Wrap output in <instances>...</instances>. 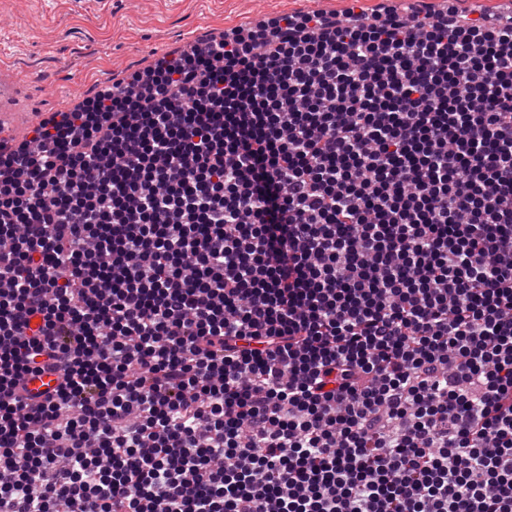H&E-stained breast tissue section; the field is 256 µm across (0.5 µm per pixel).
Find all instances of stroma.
I'll use <instances>...</instances> for the list:
<instances>
[{
	"instance_id": "1",
	"label": "stroma",
	"mask_w": 512,
	"mask_h": 512,
	"mask_svg": "<svg viewBox=\"0 0 512 512\" xmlns=\"http://www.w3.org/2000/svg\"><path fill=\"white\" fill-rule=\"evenodd\" d=\"M348 0H0V64L25 93L6 131L31 136L51 112L73 108L104 81L151 66L199 38L268 15L340 13Z\"/></svg>"
}]
</instances>
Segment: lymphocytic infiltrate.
<instances>
[{
    "mask_svg": "<svg viewBox=\"0 0 512 512\" xmlns=\"http://www.w3.org/2000/svg\"><path fill=\"white\" fill-rule=\"evenodd\" d=\"M0 512H512V18L240 25L0 136Z\"/></svg>",
    "mask_w": 512,
    "mask_h": 512,
    "instance_id": "lymphocytic-infiltrate-1",
    "label": "lymphocytic infiltrate"
}]
</instances>
